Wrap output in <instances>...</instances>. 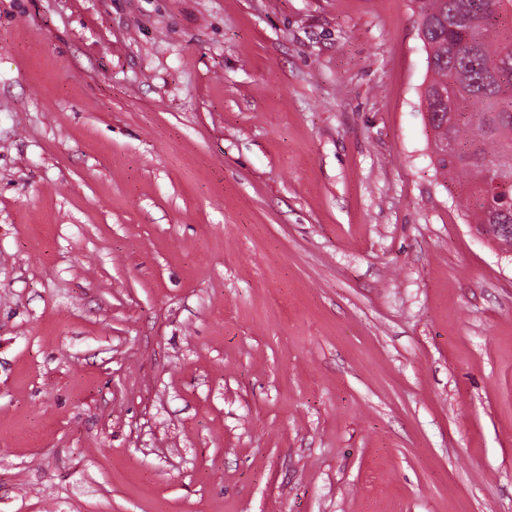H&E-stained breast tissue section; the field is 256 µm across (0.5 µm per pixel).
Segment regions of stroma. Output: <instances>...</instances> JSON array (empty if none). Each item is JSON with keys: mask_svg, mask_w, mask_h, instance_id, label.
Here are the masks:
<instances>
[{"mask_svg": "<svg viewBox=\"0 0 512 512\" xmlns=\"http://www.w3.org/2000/svg\"><path fill=\"white\" fill-rule=\"evenodd\" d=\"M429 79L417 0H0V512H512Z\"/></svg>", "mask_w": 512, "mask_h": 512, "instance_id": "35a3bbf8", "label": "stroma"}]
</instances>
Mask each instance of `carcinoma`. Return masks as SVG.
I'll return each mask as SVG.
<instances>
[{"mask_svg":"<svg viewBox=\"0 0 512 512\" xmlns=\"http://www.w3.org/2000/svg\"><path fill=\"white\" fill-rule=\"evenodd\" d=\"M417 2L434 138L457 147L436 165L451 184L469 182L471 223L512 225V190L489 194L483 180L490 166L512 177V0Z\"/></svg>","mask_w":512,"mask_h":512,"instance_id":"1","label":"carcinoma"}]
</instances>
